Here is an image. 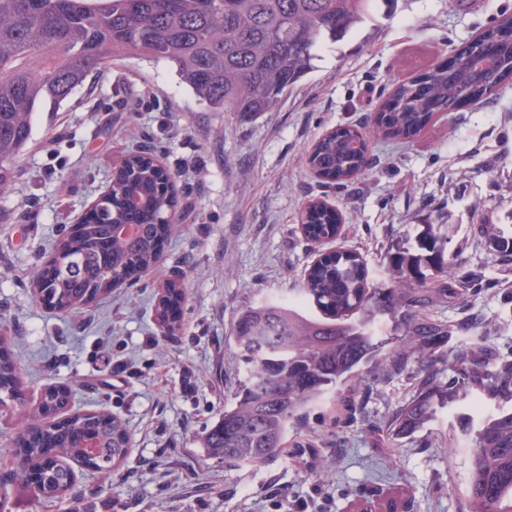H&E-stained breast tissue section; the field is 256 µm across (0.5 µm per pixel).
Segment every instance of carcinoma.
<instances>
[{"label":"carcinoma","instance_id":"1","mask_svg":"<svg viewBox=\"0 0 512 512\" xmlns=\"http://www.w3.org/2000/svg\"><path fill=\"white\" fill-rule=\"evenodd\" d=\"M390 0H0V190L14 178V162L31 140L33 116L45 102L56 109L112 60L137 54L175 68L179 80L213 111L258 116L273 109L311 72L323 45L358 29L378 3ZM485 42H512V19L486 30ZM512 79V54L497 65L460 53L458 65L435 67L426 80L395 87L377 114L375 136L411 135L436 112L476 101ZM367 140L343 127L317 143L309 164L320 178L350 180L364 166ZM125 174L84 221L81 233L61 242L63 263L46 297L78 311L111 292L107 271L131 276L154 267L159 243L175 223L170 177L140 153L122 159ZM304 232L319 242L339 231L335 210L321 201L303 212ZM491 245L512 253V236L489 231ZM445 238L428 235L427 260L397 252L390 267L425 279L421 262L445 276ZM429 290L377 288L361 256L327 251L309 269L297 297L245 311L233 343L246 367L234 402L201 437L210 456L251 465L276 457L290 427L332 392H355L368 368L418 365L411 395L392 414V438L412 435L462 405L482 407L461 439L468 448L467 512H512V360L480 346L439 359L427 370V346L446 328L411 311ZM18 369L0 357V406L14 401ZM65 406L61 387L43 394L42 408ZM90 437L92 447L81 440ZM123 422L105 411L71 414L21 440L18 474H34L40 498H65L71 463L105 472L128 453ZM56 450L49 463L45 448Z\"/></svg>","mask_w":512,"mask_h":512}]
</instances>
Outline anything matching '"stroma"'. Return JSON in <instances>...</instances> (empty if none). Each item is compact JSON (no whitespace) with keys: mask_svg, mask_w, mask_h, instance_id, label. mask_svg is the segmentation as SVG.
I'll return each instance as SVG.
<instances>
[{"mask_svg":"<svg viewBox=\"0 0 512 512\" xmlns=\"http://www.w3.org/2000/svg\"><path fill=\"white\" fill-rule=\"evenodd\" d=\"M507 16L512 0H396L249 120L211 111L166 64L135 55L111 62L59 110L41 107L17 177L0 192V335L23 397L0 409V449L15 448L52 385L68 387L69 412L123 420L130 449L109 475L75 466L59 503L0 469V512H275V500L276 512H292L316 486L331 512L389 496L402 512H464L469 468L454 441L456 413L411 436L386 433L413 390L407 372L365 371L353 408L327 398L289 431L284 454L258 465L208 457L200 438L244 377L233 345L239 315L300 287L318 255L300 227L313 201L341 215L329 248L358 252L387 287L400 245L419 252L429 225L447 236L449 258L476 281H428L422 314L449 326L434 357L467 349L456 325L475 315L494 353L512 359V258L480 231L512 223V84L434 114L415 136H371L366 167L347 182L327 183L308 164L327 131L370 133L397 84ZM140 151L176 177L178 222L158 262L79 312L48 309L33 290L39 270L108 188L114 166ZM171 282L181 296L165 329L155 307ZM300 445L311 454L298 463Z\"/></svg>","mask_w":512,"mask_h":512,"instance_id":"obj_1","label":"stroma"}]
</instances>
